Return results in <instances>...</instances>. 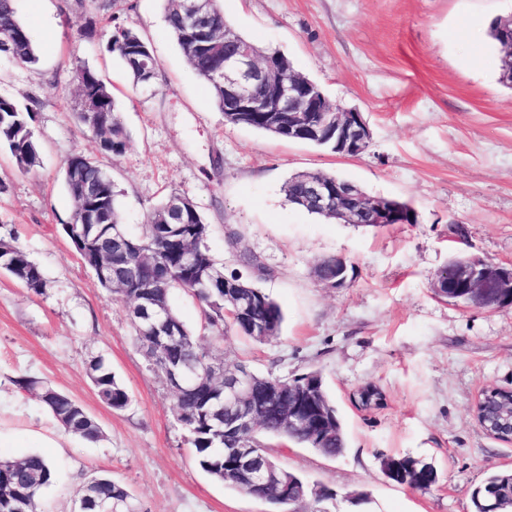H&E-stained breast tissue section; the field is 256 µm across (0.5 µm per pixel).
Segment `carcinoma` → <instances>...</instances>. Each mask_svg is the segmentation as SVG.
Here are the masks:
<instances>
[{"label": "carcinoma", "mask_w": 512, "mask_h": 512, "mask_svg": "<svg viewBox=\"0 0 512 512\" xmlns=\"http://www.w3.org/2000/svg\"><path fill=\"white\" fill-rule=\"evenodd\" d=\"M98 18L104 23L103 36L107 51L117 55L134 87L148 88L158 77V62L149 41L133 26L116 22L110 13L111 0H91ZM164 15L168 31L182 52L191 69L207 83L215 105L224 111V77L216 68L215 54L233 50V43L224 44V13L219 0H210L207 18L213 32L214 44L194 41L188 36L187 19L177 0H164ZM0 57H5L21 67H31L38 61L31 29L17 17L16 0H0ZM74 80L80 101L91 102L100 112L112 118L106 130L94 131L99 151L112 157L123 155L130 136L124 125L122 109L99 73L86 64L76 66ZM32 109L20 107L8 96L0 95V145L8 148L18 168L27 170L39 163V154L31 128ZM74 153L65 160L64 179L73 199V219L83 220L85 211L97 219L98 225L86 227L80 249L106 256L112 252V268L122 273V278L112 285V293L130 303V317L137 321L136 313L143 304H159L169 309L177 336L160 351L152 369L169 381L171 371L185 370L193 382L174 391L177 420L188 434L194 448V458L199 467L216 481L249 496L261 495L271 500L276 512H297L302 503L297 501V488L305 482L286 470L279 485H259L250 488L242 483L224 478L230 469L235 449L250 437L266 460H272L260 437L283 438L288 432V412L278 407L277 394L292 385L300 390L310 387L317 394L318 404L327 411V429L315 431L300 428L292 439L327 456L343 454L347 439L336 402L325 389L322 376L317 371L281 379L272 375L252 373L255 382L253 399L258 414L257 425L242 431L217 425L210 417L216 397L224 395V376L208 369L213 362L209 349L181 320L172 304L174 291L190 294L202 309L204 321L211 332V341L218 342L234 334L256 342L260 331L270 342L278 336L284 320L280 306L251 279L237 273L224 274L210 253L206 240L209 224L197 207H192L172 220L170 224L157 223V217L167 214L174 201L187 197L170 192L146 214L142 229L137 232L136 248L126 249L122 244L108 243L106 224L122 221L119 191L107 169L96 159H87ZM308 183L297 173L284 185L290 204L306 195ZM241 234L230 233L228 244L233 257L240 265L251 268L258 264L252 254L238 249ZM0 271H4L35 295L46 294L48 282L40 266L23 247L5 243L0 253ZM87 374L99 398L115 410L130 405V397L117 380L105 359L98 355L87 363ZM17 385L26 391L37 392L38 398L65 432L85 442H97L104 436L101 424L71 396L52 384L32 377H21ZM415 462L421 472L417 483L408 487L427 492L439 482L434 464L416 461L407 455H384L381 469L406 462ZM55 464L48 458L34 453L18 459H0V512H39L44 492L56 481ZM135 502L129 490L105 475L90 478L82 487L73 512H103L112 503ZM471 512H512V471L489 474L474 489Z\"/></svg>", "instance_id": "cac0c4a2"}]
</instances>
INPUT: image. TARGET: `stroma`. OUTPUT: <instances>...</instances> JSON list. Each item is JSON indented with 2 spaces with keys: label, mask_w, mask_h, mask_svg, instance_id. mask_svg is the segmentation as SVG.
<instances>
[{
  "label": "stroma",
  "mask_w": 512,
  "mask_h": 512,
  "mask_svg": "<svg viewBox=\"0 0 512 512\" xmlns=\"http://www.w3.org/2000/svg\"><path fill=\"white\" fill-rule=\"evenodd\" d=\"M162 0H114L113 13L151 43L155 89L133 88L116 56L82 27L90 4L17 0L34 34L39 63L0 59V94L33 106L40 162L17 168L0 147V240L23 246L48 280L29 293L0 272V456L36 451L59 478L43 512H71L86 478L109 475L145 512H271L263 502L214 481L196 464L175 400L135 340L127 306L103 288L63 231L73 202L63 177L75 152L97 145L76 118L71 81L80 62L112 84L130 143L104 158L121 193L123 222L136 229L169 192L196 203L210 226L207 245L225 272L237 270L227 230L264 265L257 287L282 308L277 339L225 337L226 361L281 378L316 370L335 400L347 436L337 457L266 439L287 470L333 490L325 512H471L486 475L512 470V441L476 424L488 387L512 390V305L487 312L437 297L436 272L458 253L512 264V90L499 81L492 19L512 0H220L225 19L259 47L281 50L340 108L362 112L368 150L337 155L226 124L206 84L171 38ZM298 172L334 174L368 195L393 197L421 213L416 224H342L290 205L282 190ZM355 266L346 288L313 276L323 258ZM103 356L131 396L115 411L86 374ZM28 376L68 393L101 423L88 444L61 436L49 412L16 381ZM379 387L381 406L358 409L360 386ZM383 454L433 463L439 483L421 493L388 481ZM365 491L368 502L350 495Z\"/></svg>",
  "instance_id": "stroma-1"
}]
</instances>
